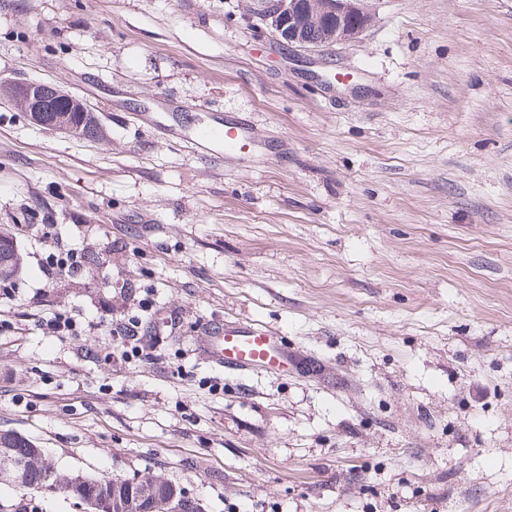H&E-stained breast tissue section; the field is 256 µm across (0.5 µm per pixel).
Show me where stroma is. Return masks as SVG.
<instances>
[{
    "label": "stroma",
    "instance_id": "35a3bbf8",
    "mask_svg": "<svg viewBox=\"0 0 512 512\" xmlns=\"http://www.w3.org/2000/svg\"><path fill=\"white\" fill-rule=\"evenodd\" d=\"M367 8L318 65L243 0H0V79L99 118L79 140L0 105V435L204 512H512V0ZM176 114L257 145L215 161ZM60 243L89 262L49 282ZM217 321L287 365L219 367ZM51 89L55 97L51 90H47L43 97L42 108L46 118L51 119L56 117V114L58 113L56 111L61 107V103L58 101L59 99L67 104V108L60 112H71L67 117V120L76 128L80 127L81 132L85 137L94 138L98 132V125L92 123L90 117L87 115L84 116L81 113H92V110L87 103L82 98L69 93L59 86L51 85ZM20 265L19 253L14 246L13 238L8 233L0 231V283L12 282ZM156 476L157 475H154L149 471L142 473L143 479L151 480L152 482L148 487H150L151 489L150 496H152V498L154 499V506L157 508L158 512H200V508H203V505L199 502L198 499H195L194 497H189L180 486L173 483L172 481H170L171 484L169 486L154 484ZM173 489H175L177 492L175 500L173 501L172 504H170L169 500L172 496ZM176 507H179V510H172Z\"/></svg>",
    "mask_w": 512,
    "mask_h": 512
}]
</instances>
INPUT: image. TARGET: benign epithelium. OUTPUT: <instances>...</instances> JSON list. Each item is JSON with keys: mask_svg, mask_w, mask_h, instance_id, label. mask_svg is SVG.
Here are the masks:
<instances>
[{"mask_svg": "<svg viewBox=\"0 0 512 512\" xmlns=\"http://www.w3.org/2000/svg\"><path fill=\"white\" fill-rule=\"evenodd\" d=\"M364 2L366 0H246V10L291 50L320 53L358 38L372 25L373 17ZM304 14L313 21L324 20L323 39L310 41L301 35L299 21ZM43 86L42 82L4 79L0 81V100L37 122L38 100ZM51 89L57 99L67 104L66 111H91L82 98L56 85ZM41 468V454L37 448L19 464L8 454L0 456V480L8 479L20 488L35 486V483L22 479V475H37ZM125 485L128 487L127 497L104 505L105 512H128L133 503L142 502L148 495V489L142 487L137 478L126 479Z\"/></svg>", "mask_w": 512, "mask_h": 512, "instance_id": "7a95c632", "label": "benign epithelium"}]
</instances>
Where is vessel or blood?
Segmentation results:
<instances>
[{
	"label": "vessel or blood",
	"instance_id": "b4317fda",
	"mask_svg": "<svg viewBox=\"0 0 512 512\" xmlns=\"http://www.w3.org/2000/svg\"><path fill=\"white\" fill-rule=\"evenodd\" d=\"M249 137L245 127L213 120L199 125L189 143L196 150L213 151L221 147L231 153ZM205 345L213 358L232 369L281 365L288 361V352L281 336L263 327L221 324L208 332Z\"/></svg>",
	"mask_w": 512,
	"mask_h": 512
}]
</instances>
